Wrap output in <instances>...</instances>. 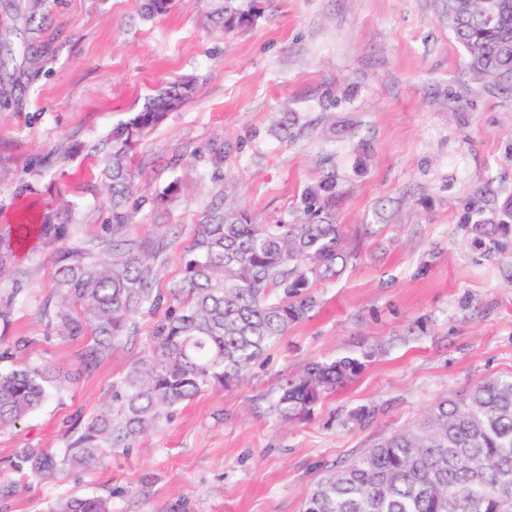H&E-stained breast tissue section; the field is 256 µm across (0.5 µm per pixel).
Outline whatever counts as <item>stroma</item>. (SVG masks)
<instances>
[{"instance_id": "35a3bbf8", "label": "stroma", "mask_w": 512, "mask_h": 512, "mask_svg": "<svg viewBox=\"0 0 512 512\" xmlns=\"http://www.w3.org/2000/svg\"><path fill=\"white\" fill-rule=\"evenodd\" d=\"M0 0V238L22 201L72 204L64 237L0 256V369L17 358L77 377L0 431V512H47L67 495L114 512H301L325 469L420 417L442 397L512 373V235L479 239L478 218L512 199V90L476 78L448 24V0H260L227 35L221 0H175L147 19L141 0ZM193 97L133 152L128 223L95 166L112 126L166 83ZM66 166L42 163L56 142ZM336 176V222L351 258L314 284L317 307L240 386L202 392L91 472L36 483L26 448L63 451L112 386L149 355L198 225L227 198L259 224L292 217L305 188ZM181 195L154 199L170 184ZM91 245L156 255L159 308L110 356L81 370L86 342L58 335L64 253ZM366 355L362 375L301 422L271 410L283 375Z\"/></svg>"}]
</instances>
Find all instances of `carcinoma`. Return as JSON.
I'll list each match as a JSON object with an SVG mask.
<instances>
[{"mask_svg":"<svg viewBox=\"0 0 512 512\" xmlns=\"http://www.w3.org/2000/svg\"><path fill=\"white\" fill-rule=\"evenodd\" d=\"M174 0H145L148 17L166 14ZM480 0L448 3L449 24L479 78L512 86V8L500 23L480 13ZM226 33L252 25L257 0H224L218 12ZM194 93L189 81L170 83L148 97L141 110L112 128L100 159L112 195L113 220L127 218L134 191L131 152ZM303 216L293 223L255 224L238 208L224 220L202 224L171 295L177 312L158 331L150 355L112 386L117 405L102 407L68 442L63 454L27 448L15 461L26 478L41 482L58 469L91 471L109 449L127 448L164 412L212 387L243 382L268 347L318 304L310 287L336 277L346 265L336 224V178L329 174L306 188ZM67 210L21 225L24 238L49 230L62 235ZM475 229L487 236L512 222V201ZM155 257L88 249L67 257L56 283V301L45 309L60 334L91 337L83 353L90 367L112 354L133 318L159 304L153 293ZM356 354L312 361L279 388L273 405L283 421L305 418L326 396L352 384L365 369ZM67 382V375L30 361L0 370V430L27 418ZM51 512H112L97 495L68 497ZM303 512H512V374L488 378L462 394L444 396L412 424L380 439L351 460L330 467L310 490Z\"/></svg>","mask_w":512,"mask_h":512,"instance_id":"1","label":"carcinoma"}]
</instances>
